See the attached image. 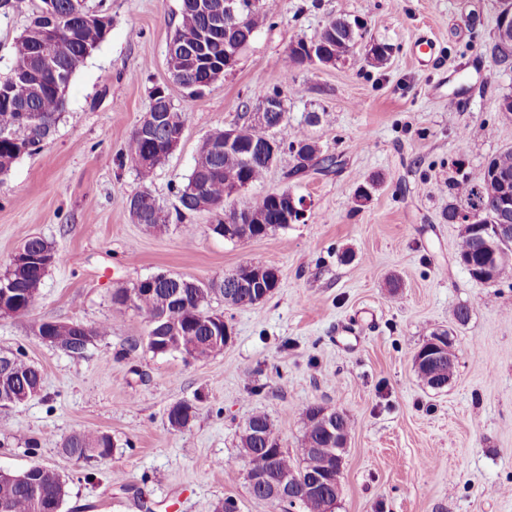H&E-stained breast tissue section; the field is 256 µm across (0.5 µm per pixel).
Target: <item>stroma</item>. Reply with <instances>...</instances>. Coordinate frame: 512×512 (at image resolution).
Returning a JSON list of instances; mask_svg holds the SVG:
<instances>
[{"label":"stroma","mask_w":512,"mask_h":512,"mask_svg":"<svg viewBox=\"0 0 512 512\" xmlns=\"http://www.w3.org/2000/svg\"><path fill=\"white\" fill-rule=\"evenodd\" d=\"M88 5L112 26L74 74L52 136L0 183V273L31 236L61 257L32 313L0 316V349H23L43 378L39 396L0 409V469L40 464L64 475L61 512H215L228 498L238 512H275L250 492L240 432L265 412L280 447L297 453L298 409L315 403L351 423L333 512H512V271L475 283L457 259L460 227L444 218L452 183L512 147V122L496 110L512 95V68L493 56L498 0H260L267 26L196 96L166 65L181 0ZM35 8H0V74ZM339 14L363 22L366 44L391 46L387 63L370 64L360 46L345 63L288 67L289 44L315 39ZM423 35L441 50L427 68L412 49ZM157 88L186 116L150 185L160 204H176L214 130L243 122L277 89L288 111L279 137L305 129L340 164L294 177L281 154L232 201L240 208L286 188L309 202L305 223L248 242L212 232L220 211L165 231L134 223L125 202L140 183L121 152ZM367 183L369 199L356 202ZM246 262L277 268L278 286L257 306L213 297L232 336L206 359L149 352L143 319L112 305L113 289L156 272L209 282ZM43 321L112 330L72 357L35 335ZM436 330L457 354L440 391L413 365ZM179 401L196 404L197 417L176 431L167 410ZM80 431L109 434L111 454L65 455L62 440Z\"/></svg>","instance_id":"stroma-1"}]
</instances>
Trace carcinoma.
<instances>
[{
    "label": "carcinoma",
    "mask_w": 512,
    "mask_h": 512,
    "mask_svg": "<svg viewBox=\"0 0 512 512\" xmlns=\"http://www.w3.org/2000/svg\"><path fill=\"white\" fill-rule=\"evenodd\" d=\"M43 6L33 14L30 25L17 39L9 70L0 75V178L6 176L13 164L33 147L48 139L60 113L71 79L84 61L98 48L112 26V17L99 14L85 6V0H41ZM243 13L236 19L224 21L207 16L200 8V0H182L180 19L172 39L179 42L183 54L178 56L172 76L183 88L195 93L206 84L220 78L216 66L224 65V44L245 40L266 25V14L253 3L243 0ZM364 23L342 15L329 20L312 42L314 53H309L301 38L288 46V63L294 67L334 65L351 57L364 40ZM512 41V20L496 23L495 54L498 63L512 59V49H505V40ZM392 48L386 44L371 45L367 58L375 65L385 64ZM21 82L27 85L23 98L8 93L9 85ZM150 111L161 110L174 126H184L185 113L177 111L170 100L157 97L154 91ZM288 123V112H273L268 128L252 125L240 127V145L230 150L215 152L208 142H224V130L211 133L200 147L194 166L186 182L177 192L178 205L174 211L165 209L148 191L156 169L164 163L160 152L169 143L164 126L145 132L134 131L125 142L122 156L135 168L141 190L126 200V209L132 220L149 228L162 230L173 222L181 223L185 214L198 211L229 210L228 201L236 192L235 182H260L269 166L260 159L249 164L247 151L253 141L264 136L276 138V132ZM280 151H288L294 161L292 176H303L309 170H329L336 165L335 158L324 156L317 143L299 129L288 140L278 139ZM468 210L478 227L464 228L458 244V255L468 264L472 279L483 273L481 255L484 238L489 236L485 225L512 224V148L491 157L478 176L457 183L448 204L446 219L457 223L459 211ZM255 224L237 232L235 241L246 242L286 228L281 211L272 195L258 194L244 207ZM24 247L33 254L59 262L60 256L51 243L38 237L29 238ZM48 267L32 272L9 263L0 275L11 283L15 295L0 308L1 315L26 316L39 304L37 282L43 280ZM235 274L224 273L223 287L213 288L201 281L179 275L147 283L136 296L130 292L137 285L118 288L112 292V303L119 309H131L147 323V335L158 340L147 344L155 355L180 354L205 359L224 351V337L214 336L216 320L222 313L209 309L210 297L224 295V288L236 286L230 280ZM37 330L51 338L50 345L70 356L83 355L97 338L106 335L112 326L101 323L78 329L76 322L47 321ZM456 350L453 346L440 351L439 363L433 370L421 372L419 377L430 388L438 384L448 386V377L455 369ZM42 390L40 369L17 351H0V408L11 407L35 398ZM304 422L302 447L295 455L279 447L274 439V424L265 413H255L245 423L240 436L242 448L252 450L249 462L253 470L265 473L269 480L288 477L298 482L299 505L302 512H327L336 503L333 491L329 498L308 496L304 492L307 481L326 471L327 459L334 445L324 431L314 424L315 416L325 413L336 419L345 430H350L347 416L334 408L317 404L300 407ZM197 411L188 403L172 404L167 412L168 426L185 429L195 420ZM114 443L110 436L98 432H77L63 439V451L77 459L111 454ZM316 452H310V449ZM67 495V480L55 470L22 471L12 478L0 480V512H61Z\"/></svg>",
    "instance_id": "cac0c4a2"
}]
</instances>
